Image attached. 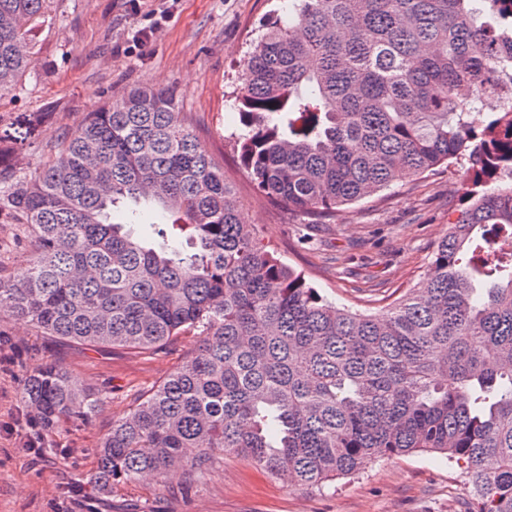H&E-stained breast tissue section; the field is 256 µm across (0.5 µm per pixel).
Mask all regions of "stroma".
I'll return each instance as SVG.
<instances>
[{
  "label": "stroma",
  "mask_w": 512,
  "mask_h": 512,
  "mask_svg": "<svg viewBox=\"0 0 512 512\" xmlns=\"http://www.w3.org/2000/svg\"><path fill=\"white\" fill-rule=\"evenodd\" d=\"M285 0H52L33 33L35 66L0 96V131L20 128L12 163L36 175L65 132L86 113L134 87H172L179 109L223 169L245 223L329 301L362 309L392 302L432 269L433 253L471 187L464 163L396 185L339 208L323 224L307 223L267 201L241 167L234 97L249 52ZM154 26L146 50L138 29ZM26 229L0 213V266L26 270ZM196 346L178 337L164 353L94 348L39 335L0 313V512H469L471 486L460 469L429 452L383 456L323 489L266 479L247 461L227 456L196 482L184 470L165 479L121 484L100 495L85 477L100 438L134 399L179 369ZM57 361L104 400L84 422L60 423L32 460L17 424L20 389L36 367Z\"/></svg>",
  "instance_id": "obj_1"
}]
</instances>
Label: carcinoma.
Returning a JSON list of instances; mask_svg holds the SVG:
<instances>
[{"label": "carcinoma", "mask_w": 512, "mask_h": 512, "mask_svg": "<svg viewBox=\"0 0 512 512\" xmlns=\"http://www.w3.org/2000/svg\"><path fill=\"white\" fill-rule=\"evenodd\" d=\"M52 0H0V92L33 63ZM498 0H291L255 41L236 137L258 192L314 224L463 159L473 187L433 271L377 311L338 306L243 224L224 170L166 87L89 113L33 177L0 160V209L27 228L29 272L0 268V313L43 336L139 354L191 335L180 369L100 439L89 480L201 478L226 455L321 489L381 456L437 453L473 512H512V106L486 126L481 96L512 84ZM170 214L156 250L115 224L119 205ZM46 432L99 405L62 365L23 380Z\"/></svg>", "instance_id": "carcinoma-1"}]
</instances>
